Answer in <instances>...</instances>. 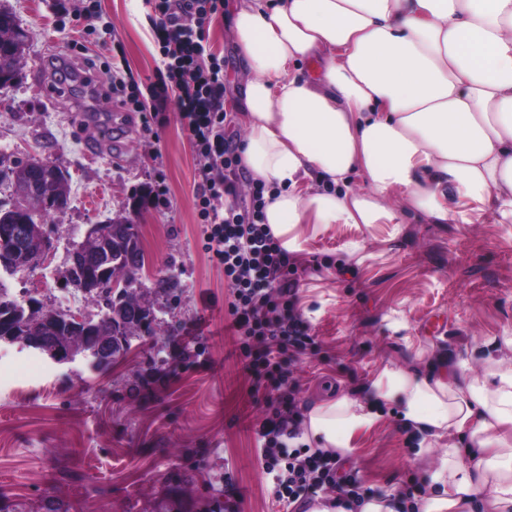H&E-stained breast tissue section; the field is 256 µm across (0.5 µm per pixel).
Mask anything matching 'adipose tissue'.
Here are the masks:
<instances>
[{"label":"adipose tissue","instance_id":"obj_1","mask_svg":"<svg viewBox=\"0 0 512 512\" xmlns=\"http://www.w3.org/2000/svg\"><path fill=\"white\" fill-rule=\"evenodd\" d=\"M228 25L242 165L286 250L302 224L512 223V0H242ZM485 360L481 380L444 351L384 369L314 408L307 435L348 453L388 403L448 441L420 512H512V356Z\"/></svg>","mask_w":512,"mask_h":512}]
</instances>
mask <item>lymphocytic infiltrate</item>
Here are the masks:
<instances>
[{"label":"lymphocytic infiltrate","mask_w":512,"mask_h":512,"mask_svg":"<svg viewBox=\"0 0 512 512\" xmlns=\"http://www.w3.org/2000/svg\"><path fill=\"white\" fill-rule=\"evenodd\" d=\"M223 0H154L159 20L154 34L178 115L196 152V198L204 224L200 243L224 270L231 289L229 327L254 390L276 391V403L257 434L263 443L261 464L276 476L278 495L294 504L306 490L331 488L339 497L364 502L374 493L343 473L336 452L313 451L301 444V414L291 385L288 352L314 342L308 324L295 309L297 279L288 252L264 222V191L253 184L248 198L239 193L238 143L225 130L224 69L204 66V28Z\"/></svg>","instance_id":"f902f5d3"}]
</instances>
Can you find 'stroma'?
Here are the masks:
<instances>
[{
	"mask_svg": "<svg viewBox=\"0 0 512 512\" xmlns=\"http://www.w3.org/2000/svg\"><path fill=\"white\" fill-rule=\"evenodd\" d=\"M8 0L31 32L19 85L0 89V154L52 155L69 171L70 205L46 217L53 247L34 271L0 276L21 301L95 316L97 298L67 282L69 252L88 225L128 212L142 237V281L178 276V307L157 335L133 340L104 371L56 365L0 344V512H289L260 464L253 424L263 415L229 328L230 289L200 244L195 150L161 102L165 73L150 0ZM206 57L224 63V110L246 138L240 61L231 31L213 21ZM132 72L141 110L122 95L59 93L38 66L56 62ZM157 113L151 129L143 114ZM147 196L134 206L131 195ZM290 255L295 308L314 343L291 370L301 413L355 394L384 368H426L446 350L486 370L485 343L512 336V223L300 225ZM361 249L348 255L350 243ZM444 444L420 451L398 411L382 405L359 433L343 468L373 489L397 494L429 486ZM240 494L228 496L229 484Z\"/></svg>",
	"mask_w": 512,
	"mask_h": 512,
	"instance_id": "obj_1",
	"label": "stroma"
}]
</instances>
